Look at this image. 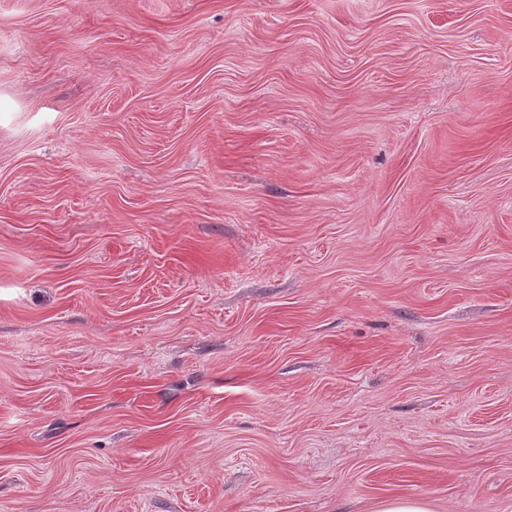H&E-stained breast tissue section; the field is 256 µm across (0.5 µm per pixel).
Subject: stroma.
<instances>
[{
  "label": "stroma",
  "mask_w": 512,
  "mask_h": 512,
  "mask_svg": "<svg viewBox=\"0 0 512 512\" xmlns=\"http://www.w3.org/2000/svg\"><path fill=\"white\" fill-rule=\"evenodd\" d=\"M512 512V0H0V512ZM373 512H433L421 499L391 498L379 502Z\"/></svg>",
  "instance_id": "1"
}]
</instances>
